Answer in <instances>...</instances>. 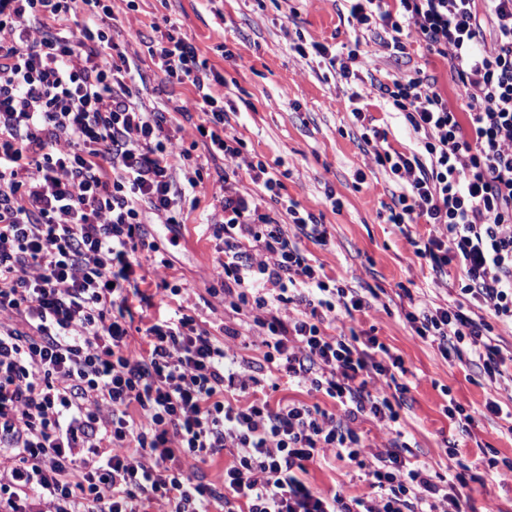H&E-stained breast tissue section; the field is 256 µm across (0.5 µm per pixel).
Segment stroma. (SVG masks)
<instances>
[{"mask_svg":"<svg viewBox=\"0 0 512 512\" xmlns=\"http://www.w3.org/2000/svg\"><path fill=\"white\" fill-rule=\"evenodd\" d=\"M136 10H127L124 0H115L118 18L115 41L128 30L141 31V67L148 82L141 91L146 105H160L167 98H190L191 85L162 84L158 59L152 58L147 41L156 39L168 23H176L198 47L203 59L224 78V109L230 118L228 133L242 139L247 159L263 161L276 171L284 185L283 196L312 212L327 230L326 243L303 240L302 248L313 264L341 286L370 297L367 314L341 316L340 334L356 330L378 337L400 355L408 370L410 391L402 411L406 440L418 460L439 473L468 465L472 475L465 493L471 512H486L496 504L499 512H512V474L504 467L490 468L487 449L497 460L512 461V424L484 414L487 401L497 398L494 382L466 361H448L436 348L421 343L406 314L409 297L424 294L431 305L456 307L465 303L462 273L449 266L440 280H432L427 268L414 255L412 240L427 237L426 224L396 226L388 220L396 185L378 166L362 139L367 128H387L389 146L401 152L413 148L415 138L403 115L391 113L389 105L367 96L371 79L388 83L395 78L430 77L447 94L455 110L464 103L455 93V83L446 59L415 36L402 35L404 53L382 47L375 33L348 19V0H136ZM303 43L306 55L294 46ZM326 55L316 53V46ZM358 46L372 62L356 68L352 78H342L328 62L342 48ZM363 112L355 120L352 108ZM178 147L189 150L203 163V181L197 189L200 204L191 212L179 238H172L161 224L148 230L170 262V285L188 289L178 300L160 302L161 311L185 305L201 326L215 331L222 325L239 324L241 317L221 298H209L212 266L218 241L202 236L200 224L221 218L212 183L222 172L221 162L208 161L203 143L194 139L191 121H184ZM244 357L253 365L262 388L271 399L319 403L331 407L326 397L305 389L275 384L266 362L255 348ZM456 403L474 416L468 430L448 419L444 408ZM455 455H448V446ZM305 480L323 491L343 487L347 496H364L369 487L356 468L339 461L310 466Z\"/></svg>","mask_w":512,"mask_h":512,"instance_id":"stroma-1","label":"stroma"}]
</instances>
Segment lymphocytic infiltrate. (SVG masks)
<instances>
[{
  "instance_id": "1",
  "label": "lymphocytic infiltrate",
  "mask_w": 512,
  "mask_h": 512,
  "mask_svg": "<svg viewBox=\"0 0 512 512\" xmlns=\"http://www.w3.org/2000/svg\"><path fill=\"white\" fill-rule=\"evenodd\" d=\"M360 28L402 31L448 62L467 110L433 81L371 80L411 127L416 150L365 142L400 188L394 224L432 225L414 254L463 294L512 323V0H352ZM112 0H0V512H465L464 473H432L410 459L401 412L409 392L401 356L374 336L331 335L338 313L369 309L311 264L301 239L325 241L316 216L289 202L287 224L236 189L244 159L221 77L177 28L151 41L164 83L191 100L146 108L138 53L112 37ZM219 179L222 219L204 225L222 247L211 277L255 335L220 333L178 311L135 317L139 251L168 268L143 217L183 225L202 172L177 177L181 119ZM417 338L512 391L489 324L462 310L412 301ZM140 343H133V334ZM259 349L289 383L333 408L271 402L238 346ZM389 439L373 450L358 419ZM229 454L222 484L201 464ZM354 465L370 492L312 489L311 464Z\"/></svg>"
}]
</instances>
